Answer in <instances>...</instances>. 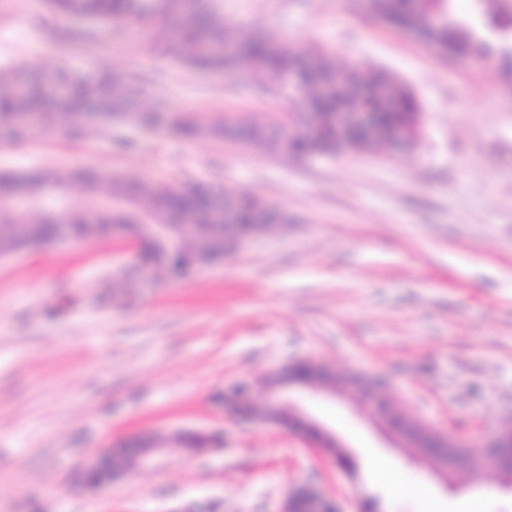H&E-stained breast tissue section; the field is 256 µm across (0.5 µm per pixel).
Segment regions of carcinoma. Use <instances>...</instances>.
<instances>
[{"label": "carcinoma", "mask_w": 512, "mask_h": 512, "mask_svg": "<svg viewBox=\"0 0 512 512\" xmlns=\"http://www.w3.org/2000/svg\"><path fill=\"white\" fill-rule=\"evenodd\" d=\"M363 7L386 24L404 30L430 28L436 42L448 48V59L480 54L490 45L512 64V53L497 46L512 32V10L483 17L478 29L458 19L451 0H362ZM49 10L71 17L76 26L67 38L95 43L101 25L134 19L146 33L150 52L170 56L183 66L231 73L242 66L252 72L259 90L294 103V108L263 118L251 113L233 116L210 113L173 121L183 138L231 139L283 158L314 152L334 155L343 137L353 150L397 146L391 139L374 140L336 127L339 112H372L392 132L415 124L422 112L414 91L383 69L365 71L338 67L318 49L299 52L268 37L247 35L224 23L222 0H174L158 6L153 0H48ZM297 75L296 82L288 78ZM142 77L121 74L109 59L90 71L63 70L53 61L32 69L25 63L0 68V124L25 135L43 124H59L79 138L101 135L115 120L130 119L146 131L163 126L168 116L141 88ZM0 192L25 203L19 210H0V249L28 244V225H72L73 237L91 240L104 224H129L131 214L115 210V200L130 201L157 224H180L181 240L167 245L145 236L140 260L153 276L224 257V237L235 226L281 224L283 216L261 199L220 185L181 177L157 183L138 175L73 169H41L32 174L0 176ZM227 216H221L218 204Z\"/></svg>", "instance_id": "1"}]
</instances>
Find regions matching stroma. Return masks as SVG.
Wrapping results in <instances>:
<instances>
[{
	"label": "stroma",
	"mask_w": 512,
	"mask_h": 512,
	"mask_svg": "<svg viewBox=\"0 0 512 512\" xmlns=\"http://www.w3.org/2000/svg\"><path fill=\"white\" fill-rule=\"evenodd\" d=\"M224 19L337 65L381 67L422 105L412 149L284 160L210 138L114 123L74 138L0 127V175L95 166L153 181L185 174L255 192L288 222L222 264L142 284L113 281L138 251L125 229L0 258V512H278L286 489L314 482L343 512H512L495 475L441 483L389 447L370 409L293 389L343 448L266 419V382L317 360L380 377L411 420L467 441L472 453L512 420V96L495 62L441 61L357 0H224ZM45 0H0V67L50 59L74 70L110 56L157 75L150 96L173 112H279L247 69L224 75L149 54L138 24L94 44L63 38ZM250 386L252 414L223 394ZM218 442L193 455L175 433ZM151 435L160 451L98 487L80 479L108 448ZM399 466L390 495L369 462Z\"/></svg>",
	"instance_id": "stroma-1"
}]
</instances>
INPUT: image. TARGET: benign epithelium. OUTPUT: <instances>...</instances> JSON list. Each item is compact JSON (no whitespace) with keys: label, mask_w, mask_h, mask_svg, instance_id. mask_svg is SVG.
<instances>
[{"label":"benign epithelium","mask_w":512,"mask_h":512,"mask_svg":"<svg viewBox=\"0 0 512 512\" xmlns=\"http://www.w3.org/2000/svg\"><path fill=\"white\" fill-rule=\"evenodd\" d=\"M336 126L347 131L353 126L362 128L371 139L395 138L403 146L413 145L417 137L411 129L401 128L391 133L377 126L370 112H340ZM264 229L262 224H251L249 230L224 243V250L231 252L254 240ZM309 376L303 383L276 381L268 385L270 391V415L272 421L297 431H309L318 438L320 447L335 450L343 447L335 435L328 432L304 411L291 397L290 388L322 391L334 395L342 390H356L362 375L356 372H338L315 361L307 362ZM377 423L387 432L395 447L408 451L419 460H426L434 474L448 484V476L460 465L471 471L489 470L500 476V487L512 492V424L501 429L497 436L485 445V451L472 457L463 451L464 445L423 422H410L391 403L374 390L364 396ZM159 443L151 436L140 437L136 445H126L110 450L101 460L88 462L84 482L100 485L127 470L130 464H139L150 457ZM280 512H343L335 498L327 495L313 483L295 485L286 492Z\"/></svg>","instance_id":"1"}]
</instances>
